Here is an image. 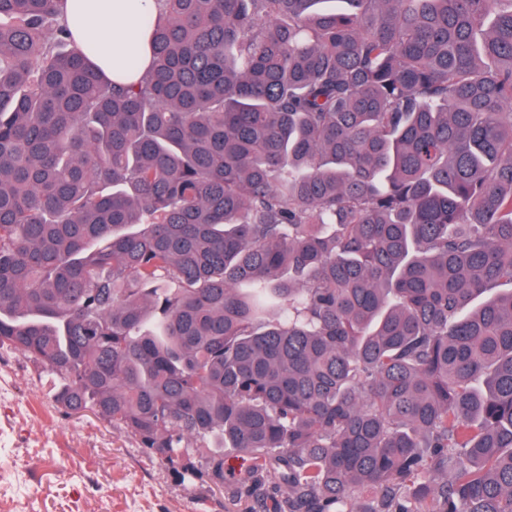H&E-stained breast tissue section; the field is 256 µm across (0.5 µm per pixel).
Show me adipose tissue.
<instances>
[{
    "mask_svg": "<svg viewBox=\"0 0 512 512\" xmlns=\"http://www.w3.org/2000/svg\"><path fill=\"white\" fill-rule=\"evenodd\" d=\"M84 24L74 31L73 38L81 48L90 49L96 63L112 81L121 84L137 82L140 71H128L123 59L128 51H136L146 61L147 39L140 29L138 18L157 9L155 0H88L84 4Z\"/></svg>",
    "mask_w": 512,
    "mask_h": 512,
    "instance_id": "ef3b65f1",
    "label": "adipose tissue"
}]
</instances>
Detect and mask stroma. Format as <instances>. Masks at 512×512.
I'll return each instance as SVG.
<instances>
[{
	"mask_svg": "<svg viewBox=\"0 0 512 512\" xmlns=\"http://www.w3.org/2000/svg\"><path fill=\"white\" fill-rule=\"evenodd\" d=\"M42 364L0 349V512H246L243 466L224 452V483L153 456L92 410L70 415Z\"/></svg>",
	"mask_w": 512,
	"mask_h": 512,
	"instance_id": "stroma-1",
	"label": "stroma"
}]
</instances>
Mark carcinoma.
<instances>
[{
	"label": "carcinoma",
	"instance_id": "obj_1",
	"mask_svg": "<svg viewBox=\"0 0 512 512\" xmlns=\"http://www.w3.org/2000/svg\"><path fill=\"white\" fill-rule=\"evenodd\" d=\"M157 0L118 86L0 0V348L248 512H512V0Z\"/></svg>",
	"mask_w": 512,
	"mask_h": 512
}]
</instances>
